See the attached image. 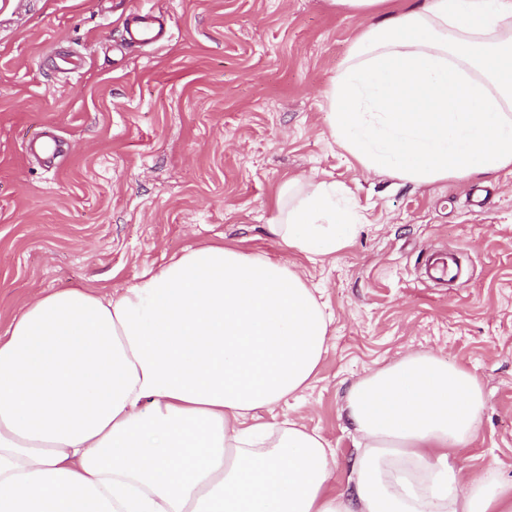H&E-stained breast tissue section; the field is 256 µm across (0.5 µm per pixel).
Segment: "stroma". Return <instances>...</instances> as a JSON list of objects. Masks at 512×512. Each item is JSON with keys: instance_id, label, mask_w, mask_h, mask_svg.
<instances>
[{"instance_id": "1", "label": "stroma", "mask_w": 512, "mask_h": 512, "mask_svg": "<svg viewBox=\"0 0 512 512\" xmlns=\"http://www.w3.org/2000/svg\"><path fill=\"white\" fill-rule=\"evenodd\" d=\"M166 14L156 48L121 45L127 10ZM372 22L331 0H0V330L37 294L115 291L186 248L224 245L288 261L333 313L328 350L291 417L336 453L344 489L354 439L343 411L362 375L412 352L473 373L485 410L457 449L463 472L512 483V168L415 185L369 172L335 143L326 89ZM86 56L63 75L57 50ZM54 127L64 152L26 141ZM345 188L350 243L312 261L270 235L284 184ZM457 254L455 285L422 277Z\"/></svg>"}]
</instances>
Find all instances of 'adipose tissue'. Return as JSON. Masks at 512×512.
<instances>
[{
	"label": "adipose tissue",
	"mask_w": 512,
	"mask_h": 512,
	"mask_svg": "<svg viewBox=\"0 0 512 512\" xmlns=\"http://www.w3.org/2000/svg\"><path fill=\"white\" fill-rule=\"evenodd\" d=\"M326 96L366 170L430 185L512 167V0L388 8ZM276 209L270 233L309 258L359 224L333 183ZM331 322L288 262L224 246L115 295L35 297L0 332V512H512V485L451 457L485 407L477 378L429 353L349 388L345 491L320 434L255 422L309 388Z\"/></svg>",
	"instance_id": "ef3b65f1"
}]
</instances>
